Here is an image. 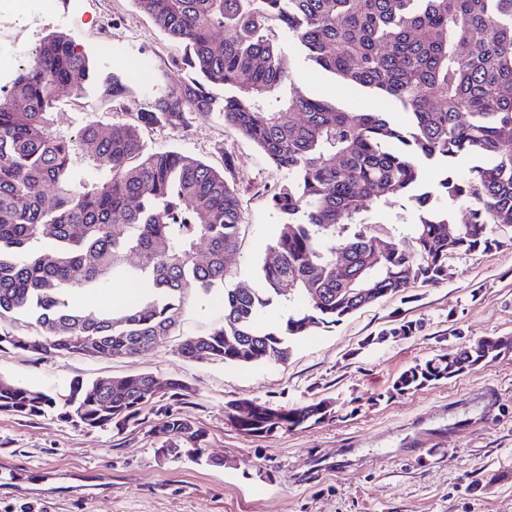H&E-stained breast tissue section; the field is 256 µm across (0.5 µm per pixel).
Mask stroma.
Returning <instances> with one entry per match:
<instances>
[{
    "instance_id": "obj_1",
    "label": "stroma",
    "mask_w": 512,
    "mask_h": 512,
    "mask_svg": "<svg viewBox=\"0 0 512 512\" xmlns=\"http://www.w3.org/2000/svg\"><path fill=\"white\" fill-rule=\"evenodd\" d=\"M61 29L103 73L123 68L144 93L180 83L182 45L140 14L132 0H46L22 7L0 0V43L26 63L40 40ZM277 38L291 69L311 91L338 96L361 111L389 102L336 87L312 70L287 32ZM56 129L124 121L105 107L93 82L81 98L56 93ZM148 147L172 149L223 169L232 160L241 190L240 247L226 257V286L257 285L279 216L265 187L286 181L256 146L211 116L184 129L150 127ZM414 207L404 201L367 213L368 230L409 236ZM183 330L210 331L221 319L216 296L190 292ZM417 320L413 336L377 341L389 323ZM512 336V245L454 257L448 278L388 296L342 322L292 343L287 362H197L173 336L132 358L0 351V377L55 397L76 381L148 373L182 383L179 396L159 398L121 433L84 430L54 415L0 414V512H512V352L464 374L402 395L394 380L432 357L480 337ZM500 397L487 404L485 389ZM250 400L294 407L323 400L318 421L262 436L245 434L224 404ZM206 433L198 457L158 454L155 428L165 411Z\"/></svg>"
}]
</instances>
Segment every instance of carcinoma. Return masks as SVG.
<instances>
[{"label":"carcinoma","mask_w":512,"mask_h":512,"mask_svg":"<svg viewBox=\"0 0 512 512\" xmlns=\"http://www.w3.org/2000/svg\"><path fill=\"white\" fill-rule=\"evenodd\" d=\"M183 44L181 84L129 121L72 136L53 128L54 91L95 71L62 30L48 33L7 96L0 95V349L131 358L170 336L190 360L285 362L290 342L381 298L448 276V259L506 245L512 232V0H132ZM224 30L217 43L213 31ZM340 87L390 99L407 115L355 112L297 85L275 39ZM224 89L218 98L213 90ZM133 94L114 70L100 97L125 112ZM217 115L288 175L267 194L281 224L258 269V288L224 287L225 257L239 247L243 200L225 171L142 132L184 128ZM471 158L465 176L450 170ZM445 169L431 191L426 172ZM413 202L407 239L367 233L370 209ZM466 204L468 223L452 220ZM372 264H367L368 260ZM121 279L140 288L117 309L72 301L81 288ZM222 291L223 323L183 336L188 291ZM279 304L285 323L262 325ZM28 318L25 329L18 317ZM400 320L382 336H413ZM512 351V336L479 338L416 364L394 381L405 394ZM158 378L140 374L77 383L57 399L0 377V412L53 413L87 430H122L154 403ZM322 403L295 408L230 401L224 415L246 434L322 418ZM164 448H201L206 433L174 412L155 430Z\"/></svg>","instance_id":"1"}]
</instances>
